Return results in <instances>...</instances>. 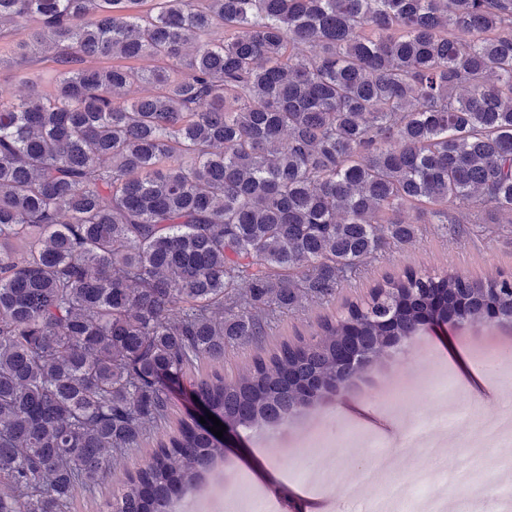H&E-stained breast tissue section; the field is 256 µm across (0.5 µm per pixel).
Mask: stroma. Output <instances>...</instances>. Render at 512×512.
I'll use <instances>...</instances> for the list:
<instances>
[{
    "instance_id": "35a3bbf8",
    "label": "stroma",
    "mask_w": 512,
    "mask_h": 512,
    "mask_svg": "<svg viewBox=\"0 0 512 512\" xmlns=\"http://www.w3.org/2000/svg\"><path fill=\"white\" fill-rule=\"evenodd\" d=\"M466 234L453 236L441 225H421L416 241L397 247L375 261L368 273L342 283L334 300L311 304L274 324L263 345H272L295 332L314 330L318 320L337 313L349 300L363 298L385 275L399 274L409 267L435 270L453 269L472 278L497 272L512 273V224H482L477 215H469ZM455 349L460 356H482L484 350L500 353L512 350V322L492 320L482 326L465 324L448 326L446 335H439L429 326H422L417 335L387 348L384 355L358 378L357 392L347 398L322 399L312 411H301L280 426H255L242 430V451H229L224 461V479L217 492L225 497L237 490L240 483L250 482L252 461L273 457L279 469L290 470L306 465L310 457L319 455V438L335 440L337 455L359 451L360 462L371 466L384 465L386 473L403 474L419 466V452L381 461L357 443L367 429L354 413L366 411L377 434L387 438L390 447H399L404 428L411 415L413 401L430 400L435 386L448 370L446 353ZM482 477L488 480L489 495L472 502L474 512H495L501 486L512 484V457L500 449H489Z\"/></svg>"
}]
</instances>
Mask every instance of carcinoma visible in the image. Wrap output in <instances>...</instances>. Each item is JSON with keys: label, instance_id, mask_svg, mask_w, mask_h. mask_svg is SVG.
<instances>
[{"label": "carcinoma", "instance_id": "carcinoma-1", "mask_svg": "<svg viewBox=\"0 0 512 512\" xmlns=\"http://www.w3.org/2000/svg\"><path fill=\"white\" fill-rule=\"evenodd\" d=\"M7 23L51 67L0 97V512H68L149 435L112 512H169L224 453L171 428L167 373L246 428L438 290L512 319V275L410 268L233 381L195 372L411 243L407 211L512 223V0H0Z\"/></svg>", "mask_w": 512, "mask_h": 512}]
</instances>
